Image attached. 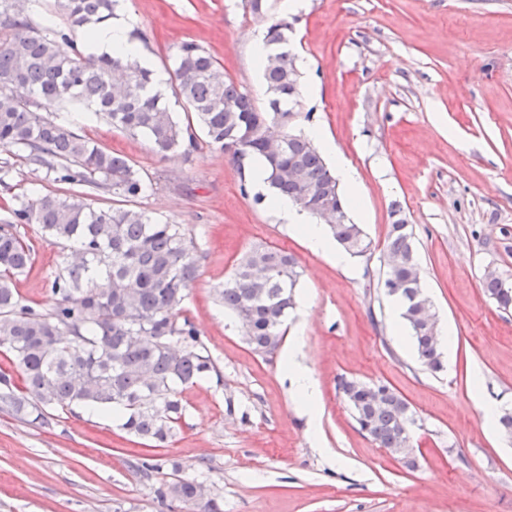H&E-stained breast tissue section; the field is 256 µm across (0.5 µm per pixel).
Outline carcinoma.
Here are the masks:
<instances>
[{
	"label": "carcinoma",
	"instance_id": "obj_1",
	"mask_svg": "<svg viewBox=\"0 0 512 512\" xmlns=\"http://www.w3.org/2000/svg\"><path fill=\"white\" fill-rule=\"evenodd\" d=\"M37 2L0 0L1 12L17 16L9 31L0 33V148L17 151L59 182L125 197L145 193L148 185L125 157L78 134L66 118L37 108L86 102L113 127L148 137L162 158L197 148L191 123L175 119L162 94L152 90L153 71L136 57L94 51V35L113 18L119 0H59L66 32L57 29L52 13L43 15L39 30L20 18ZM289 32L288 21L277 18L266 33V108L192 42L183 43L176 56L175 95L204 127L209 143L234 163L264 161L270 194L288 197L313 216L322 210L339 213L340 223L330 224L334 238L350 255L363 256L371 242L349 218L336 176L313 141L280 130L299 96ZM17 88L33 95L34 104L19 99ZM391 216L383 288L401 306L419 361L437 372L443 368L437 315L425 293L413 228L400 209L392 208ZM14 224L38 225L45 237L76 255L53 280L60 302L49 312L24 304L13 287L33 259ZM198 272V255L182 225L163 224L131 208L92 210L76 197L31 188L0 226V346L24 373L21 390L0 376V406L41 425L57 406L114 411L131 435L158 442L173 436L184 411L179 388L216 371L197 329L183 315L186 291ZM300 277L291 255L259 245L218 289L255 352L271 353L281 344ZM483 287L500 307H512V282L490 271ZM338 389L359 431L415 468L409 403L384 383L343 378ZM159 497L194 512H220L209 485L198 477L166 483Z\"/></svg>",
	"mask_w": 512,
	"mask_h": 512
}]
</instances>
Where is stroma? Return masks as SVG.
I'll return each mask as SVG.
<instances>
[{"label": "stroma", "instance_id": "obj_1", "mask_svg": "<svg viewBox=\"0 0 512 512\" xmlns=\"http://www.w3.org/2000/svg\"><path fill=\"white\" fill-rule=\"evenodd\" d=\"M269 0L255 15L243 0H123L134 41L176 116L172 74L182 43L212 55L243 90L264 101L251 39L286 16L300 67V106L290 129L316 127L356 170L349 216L372 250L352 270L308 248L249 173L198 134L191 154L160 158L149 140L112 128L93 108L66 103L75 129L125 156L149 190L137 197L64 184L0 149V220L30 182L94 208L124 207L185 227L200 257L184 314L219 374L182 390L174 436L153 443L119 418L76 408L31 424L0 410V512H190L163 506L162 484L204 477L221 512H512V437L483 407L512 408V309L483 288L486 268L512 278V0H308L283 14ZM399 204L413 225L426 291L440 328L452 329V362L431 372L397 303L381 286L384 242ZM17 232L31 266L14 281L23 303L53 310L52 283L69 249L37 225ZM264 244L292 254L303 271L287 336L321 396L320 426L291 397L281 351L254 352L236 316L215 296L242 255ZM383 382L410 404L417 464L363 435L337 389L340 378ZM150 461L156 469L137 468Z\"/></svg>", "mask_w": 512, "mask_h": 512}]
</instances>
